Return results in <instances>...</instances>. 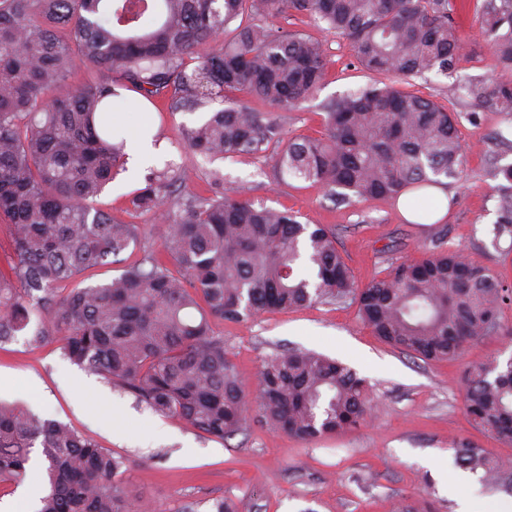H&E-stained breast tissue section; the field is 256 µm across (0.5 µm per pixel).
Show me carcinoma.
<instances>
[{"instance_id": "cac0c4a2", "label": "carcinoma", "mask_w": 512, "mask_h": 512, "mask_svg": "<svg viewBox=\"0 0 512 512\" xmlns=\"http://www.w3.org/2000/svg\"><path fill=\"white\" fill-rule=\"evenodd\" d=\"M453 0H0V221L12 258L0 268V345L49 341L80 367L126 387L157 413L227 440L250 411L301 441L334 436L368 417L366 381L313 351L264 360L259 389L244 392L212 322L350 299L388 345L453 361L501 322L512 297L493 272L456 251L400 262L355 285L336 231L303 224L228 191L176 196L185 178L167 165L133 191L128 211L162 222L159 244L104 284L61 286L140 245L145 226L90 205L123 169L126 139L112 126L121 83L171 111L224 108L185 126L189 146L235 159L271 158L278 179L309 182L345 202L398 198L462 174L457 117L378 80L330 103L321 136L283 142L281 118L232 99L257 97L292 112L320 89L328 68L318 41L275 29L269 17L307 14L350 40L360 66L379 76H448L464 36ZM476 18L493 77L459 82V98L512 115V0H481ZM100 77L67 86L74 54ZM499 180L495 239L512 238V165ZM473 426L512 445V359L463 376ZM46 485L38 512H133L124 461L68 425L0 402V484L26 478L33 454ZM455 462L512 486V459L469 441Z\"/></svg>"}]
</instances>
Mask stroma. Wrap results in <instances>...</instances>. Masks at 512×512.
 Wrapping results in <instances>:
<instances>
[{
  "mask_svg": "<svg viewBox=\"0 0 512 512\" xmlns=\"http://www.w3.org/2000/svg\"><path fill=\"white\" fill-rule=\"evenodd\" d=\"M466 43L456 76H485L492 53L476 22L475 0H455ZM289 32L319 41L329 60L318 93L300 109L283 115L282 137H317L325 106L367 86L370 74L355 60L349 40L317 26L308 17L289 21ZM456 77L411 78L408 88L460 115L459 134L468 152L461 180L446 189L454 202L435 224L403 220L394 201L340 204L325 189L297 182L287 186L268 159H212L192 152L183 126L206 120L219 103L193 112L151 109L154 133L163 150L144 170L120 173L95 199L96 208L118 219L146 225L157 242L161 224L150 215L127 212L128 196L143 185L147 171L173 163L184 167L180 193L205 196L232 189L274 209L296 211L302 223L336 230L338 248L358 285L380 276L391 263L420 260L439 250H456L489 267L512 289V239L494 240L497 220L493 165L512 164V116L477 111L454 94ZM478 112V123L467 115ZM222 184H210L211 172ZM235 365L240 387L256 393L264 359L286 348L312 350L338 359L367 380L373 396L368 420L332 437L302 442L270 427L251 413L246 430L222 441L201 434L184 420L155 413L95 372L67 359L56 342L34 347L24 338L0 346V375L10 378L0 399L17 401L39 416L63 422L121 457L123 479L159 512H182L195 503L210 512L215 500L237 503L239 512H393L414 503L423 512H456L467 501L471 512H493L511 495L483 483L479 475L456 480L453 444L467 440L496 457H511L506 446L476 429L462 410V377L469 368L512 359V302L502 310L499 329L468 341L461 357L426 362L382 342L361 320L358 306L315 303L214 326Z\"/></svg>",
  "mask_w": 512,
  "mask_h": 512,
  "instance_id": "obj_1",
  "label": "stroma"
}]
</instances>
